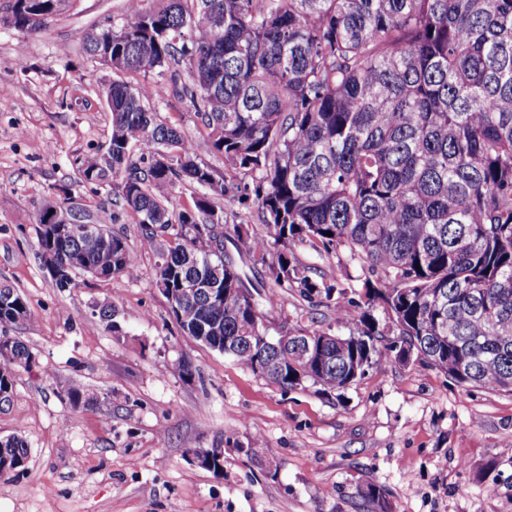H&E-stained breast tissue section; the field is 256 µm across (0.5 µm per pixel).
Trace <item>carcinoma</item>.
Segmentation results:
<instances>
[{"mask_svg": "<svg viewBox=\"0 0 512 512\" xmlns=\"http://www.w3.org/2000/svg\"><path fill=\"white\" fill-rule=\"evenodd\" d=\"M78 2L10 0L0 28L36 34ZM82 40L112 72L143 81L109 84L112 148L74 158L83 180L111 188L116 210L64 232L37 226L40 257L132 279L134 250L101 232L130 214L181 330L251 369L264 356L272 384L340 391L392 352L512 394V0H125L112 28ZM169 84L224 172L150 108ZM247 177L252 186L236 183ZM180 183L198 192L175 210ZM240 188L254 197L261 234L224 224L217 201ZM305 238L363 262L364 301L336 304V326L357 332L262 341L265 316L258 299L243 305L224 240L260 258L274 285L328 300L341 284L315 281L296 260L292 245ZM28 316L24 297L0 287V326ZM33 362L12 337L0 390ZM169 369L194 377L184 358ZM0 457L26 461L27 440L0 439Z\"/></svg>", "mask_w": 512, "mask_h": 512, "instance_id": "carcinoma-1", "label": "carcinoma"}]
</instances>
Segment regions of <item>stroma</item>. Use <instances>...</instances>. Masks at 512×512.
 Instances as JSON below:
<instances>
[{"label": "stroma", "instance_id": "1", "mask_svg": "<svg viewBox=\"0 0 512 512\" xmlns=\"http://www.w3.org/2000/svg\"><path fill=\"white\" fill-rule=\"evenodd\" d=\"M122 7L81 0L38 34L0 29V88L10 92L0 106V283L28 304L8 331L36 358L0 409V437L29 443L25 470L0 478V512H373L361 493L369 483L390 512H512L511 394L395 361L339 394L271 384L181 332L127 214L110 230L137 249L138 277L79 274L56 287L35 217L65 187L87 208L112 206L109 188L82 181L72 160L103 148L111 128L102 89L113 73L81 36L111 27ZM151 106L192 137L199 161L224 170L185 99L170 91ZM293 252L314 280L345 290L306 300L278 289L265 313L274 337L333 324L335 304L358 300L366 277L347 250L306 240ZM103 305L116 309L117 329L99 320ZM180 357L192 380L169 371ZM74 386L90 403L70 405ZM200 448L223 449V475L195 463Z\"/></svg>", "mask_w": 512, "mask_h": 512}]
</instances>
